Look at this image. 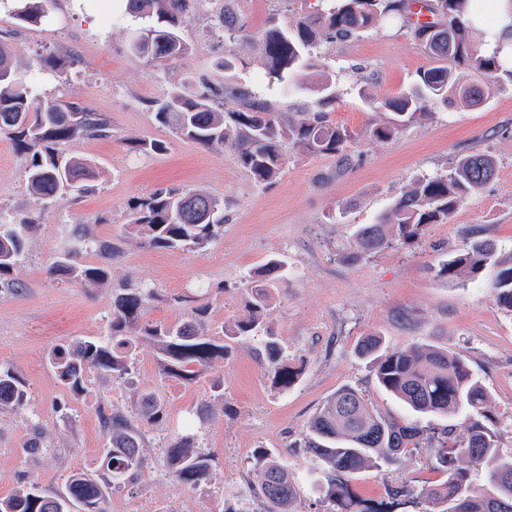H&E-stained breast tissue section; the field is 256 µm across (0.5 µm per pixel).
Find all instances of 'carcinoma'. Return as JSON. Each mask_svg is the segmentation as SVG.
<instances>
[{
  "label": "carcinoma",
  "instance_id": "carcinoma-1",
  "mask_svg": "<svg viewBox=\"0 0 512 512\" xmlns=\"http://www.w3.org/2000/svg\"><path fill=\"white\" fill-rule=\"evenodd\" d=\"M45 0H20L25 8L15 18L25 24L44 16ZM327 9L305 10L254 36L247 23L222 6L215 25L224 29L230 42H254L266 75L289 88L300 76L317 75L309 91L315 93L314 108L297 116L274 104L260 101L250 91L225 92L206 77L175 85L154 104L155 120L172 134L206 148L231 150L238 162L261 186L273 184L285 163L283 143L288 141L309 154L338 155L348 159L352 134L330 121V108L337 94L321 58L313 54L319 42L348 41L394 18L411 30L434 64L418 74L417 81L392 98L380 99L370 92L363 98L382 119L368 128L369 135L385 141L409 128L425 111L448 104L454 97L469 105L494 90L499 74L512 78V58L501 50L487 51L493 35V20L476 25L469 13H480L475 0H330ZM192 0H126L124 15L137 22L129 48L139 56L162 62L173 61L187 50L180 35L188 22ZM483 74L482 84H467L460 69ZM0 133L12 140L27 158L25 179L31 194L45 207L60 196L80 194L98 175L90 158L69 156L61 145L78 135L110 136L106 118L72 102L38 98L27 78L14 64L7 46L0 43ZM128 150L145 154L159 152L164 144L141 139L127 140ZM493 160L484 153L467 154L447 173L416 177L374 224H359L353 233L352 251L346 258L368 257L386 243L416 249L430 224H445L470 196L494 175ZM224 203L201 191L182 193L159 188L139 199L131 208L128 234L139 244L156 249L199 252L224 234ZM38 227L33 215L5 216L0 212V288L19 292L12 274L25 258L31 235ZM94 249L103 259L100 266L76 264L68 254L54 258L49 273L57 280L95 288L108 279V267L120 251L112 242L98 240ZM284 269L282 260L268 262L269 281L251 287L248 314L235 321L225 337L235 339L265 328L264 354L267 372L276 387L294 384L298 372L285 364L264 312L272 299L270 281ZM437 276L450 281L486 280L494 301L512 310V256L498 253L487 240L475 241L470 250L438 262ZM155 289L126 284L112 295L107 339H81L59 344L48 353L54 377L67 394L76 398L84 390L86 377L95 372L117 383L135 372L133 354L142 341L153 344L163 374L194 382L203 377L214 358L224 356V340L205 330L202 320L207 307H193V319L184 323H143L141 318ZM362 358L372 361L377 384L417 415L434 414L451 419L465 414L467 433L457 440L440 438L427 444L421 431L379 414L354 388L331 395L308 425L305 448L314 468L326 472L328 492L338 507L346 506L351 487L343 477L366 467H391L400 458L426 448L435 467L446 474L437 487L420 494L432 505L428 512H512V456L499 451L494 433L482 420H490V396L469 365L441 348L415 343L406 349L381 351L378 337H365L357 346ZM25 381L11 367L0 364V412H18L26 406ZM106 434L107 448L99 471L69 475L63 487L43 488L25 474L16 491L0 499V512H106L104 503L112 488L145 467L141 453L142 434L127 420L105 408L98 411ZM255 493L265 512H289L298 495L279 455L265 452ZM464 460L484 473L485 486L473 487L458 466ZM168 461L174 476L195 488L213 475L212 459L197 451L194 440L183 436L169 445Z\"/></svg>",
  "mask_w": 512,
  "mask_h": 512
}]
</instances>
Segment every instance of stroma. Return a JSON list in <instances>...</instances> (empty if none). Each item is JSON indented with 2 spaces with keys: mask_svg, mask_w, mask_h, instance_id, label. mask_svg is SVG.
<instances>
[{
  "mask_svg": "<svg viewBox=\"0 0 512 512\" xmlns=\"http://www.w3.org/2000/svg\"><path fill=\"white\" fill-rule=\"evenodd\" d=\"M251 32L285 17L284 0H230ZM216 0H195L182 29L186 52L169 63L133 54L129 18L114 20L99 0H47L40 23H19L0 10V42L16 65L37 76L33 91L86 106L104 115L107 138H77L66 154L96 161L99 175L82 195H67L40 208L25 180L26 158L0 134V210L37 214L41 224L15 272L18 294H0V363L27 382L28 404L0 413V498L9 496L29 473L44 485L61 487L75 471L93 472L106 444L97 411L124 415L144 436L147 466L134 483H122L106 502L107 512L147 504L151 512H239L241 491L257 483V453L280 454L299 486L293 512H332L334 504L312 487L310 458L302 443L312 416L337 390L356 389L374 410L396 420L416 421L424 436L441 435L463 420L414 416L380 388L368 361L355 347L367 335L380 337L387 351L431 343L463 358L490 393L494 426L503 453L512 452V311L495 303L480 280L437 277L443 255L492 240L512 254V80L501 79L481 104L440 107L391 140L369 137L378 115L359 95L368 87L379 98L412 85L429 58L409 29L380 23L360 37L321 43L316 53L328 67L338 98L330 119L353 140L348 161L299 152L285 145L286 164L278 180L256 185L227 149H208L173 136L156 122L152 104L184 78L206 76L216 86L248 88L257 99L294 111L312 105L310 91L286 95L269 81L257 51L228 42L213 27ZM63 56V71H39L40 56ZM128 138L163 142V151L133 154ZM481 152L495 164V176L452 215L430 225L421 247L395 244L357 260L346 259L355 225L375 223L418 176L452 168ZM202 190L228 206L224 234L200 252L155 250L131 241L126 232L134 202L156 188ZM109 240L121 254L109 269V286L85 288L61 283L47 269L54 257L71 252L79 263L98 262L91 240ZM285 260L288 272L271 290L265 320L284 360L301 374L288 390L273 387L262 355L263 336L230 341L199 380L186 382L161 373L152 344H138L137 369L115 383L89 374L72 403L73 423L59 421L55 405L65 393L47 361L55 345L109 332L112 288L132 281L155 288L146 322L180 323L191 313L184 294L197 291L208 310L205 323L222 336L247 311L253 285L266 281L267 262ZM164 400L162 417L144 416L142 395ZM39 432L45 444L32 457L21 444ZM193 434L198 451L213 460L214 475L190 489L172 474L167 447ZM426 452L402 457L387 470L367 467L348 482L362 498L375 499L381 485L403 491L407 512H427L424 486L441 483Z\"/></svg>",
  "mask_w": 512,
  "mask_h": 512,
  "instance_id": "1",
  "label": "stroma"
}]
</instances>
